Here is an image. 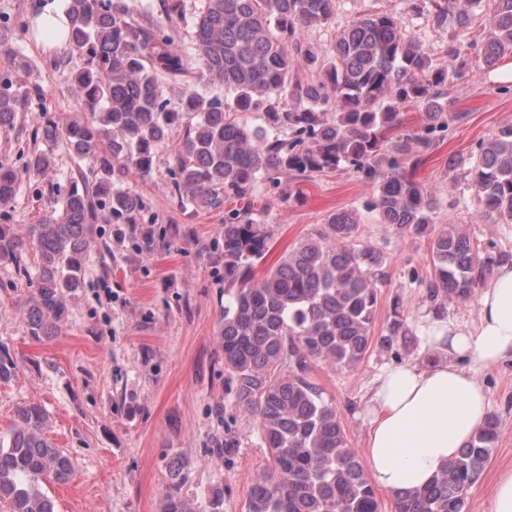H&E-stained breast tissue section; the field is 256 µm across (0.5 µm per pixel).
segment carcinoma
<instances>
[{
    "instance_id": "obj_1",
    "label": "carcinoma",
    "mask_w": 512,
    "mask_h": 512,
    "mask_svg": "<svg viewBox=\"0 0 512 512\" xmlns=\"http://www.w3.org/2000/svg\"><path fill=\"white\" fill-rule=\"evenodd\" d=\"M485 1L489 30L480 59L492 71L512 54V0H464L462 7L458 0H417L432 29L448 32L443 65L387 12L351 21L331 54L319 56L303 33L336 20L339 0H198L192 14L187 0H165L162 21L149 3L134 16L124 0H67L68 46L82 59L70 78L83 112L70 119L40 112L35 133L66 146L78 179L43 223L23 233L0 224V263L20 266L29 252L38 255L37 288L24 311L29 336L59 335L66 298L82 286L99 214L108 213L114 224L139 223L145 205L122 183L151 174L167 149L179 206L224 208L225 379L269 455L250 486L248 512H381L336 407L308 373L314 361L351 371L372 347L390 349L407 338L400 318L388 335L374 336L389 256L365 245L354 214L338 210L256 277L270 251L256 189L263 180L277 186L282 176L353 172L374 187L368 209L379 223L402 238H428L431 297L470 298L512 254L483 257L459 225L433 223L437 198L415 173L450 123L466 118L449 111L448 77L466 65L458 39L471 23L470 9ZM187 19L194 36L180 49L170 28ZM301 68L315 79L293 80ZM163 78H193L218 92L189 89L173 105ZM39 96V86L21 88L1 75L0 128L13 125ZM286 98L295 106H281ZM406 105L422 111L420 130L411 134L400 133ZM258 111L265 128L249 123ZM176 128L184 135L172 146ZM54 166L52 154L35 151L25 170ZM459 167L469 177L472 215L512 224V126L481 143L469 160H448V169ZM19 184V172L0 160L1 207L14 201ZM47 421L42 404L25 403L0 433L5 512H55L45 486L74 477L70 456L47 435ZM498 437L490 417L427 488L393 492V512H463ZM186 481L183 464H172L162 512H195L182 495Z\"/></svg>"
}]
</instances>
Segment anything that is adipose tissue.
I'll return each mask as SVG.
<instances>
[{
  "mask_svg": "<svg viewBox=\"0 0 512 512\" xmlns=\"http://www.w3.org/2000/svg\"><path fill=\"white\" fill-rule=\"evenodd\" d=\"M476 326L436 321L424 328L439 355L426 366L385 369L368 401L365 462L369 481L386 491L424 488L466 447L488 417L477 371L512 363V266H498L478 298ZM465 356L469 368L458 366Z\"/></svg>",
  "mask_w": 512,
  "mask_h": 512,
  "instance_id": "1",
  "label": "adipose tissue"
}]
</instances>
